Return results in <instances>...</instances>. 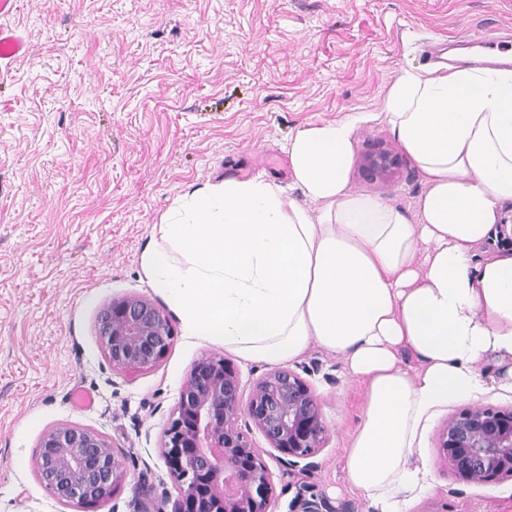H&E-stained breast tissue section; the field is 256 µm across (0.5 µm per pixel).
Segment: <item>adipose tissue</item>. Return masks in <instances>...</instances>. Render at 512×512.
Segmentation results:
<instances>
[{
    "mask_svg": "<svg viewBox=\"0 0 512 512\" xmlns=\"http://www.w3.org/2000/svg\"><path fill=\"white\" fill-rule=\"evenodd\" d=\"M381 114L426 185L412 209L350 191V116L289 140L302 199L261 176L187 193L145 263L188 335L247 362L342 358L364 393L348 481L373 512H409L434 487L429 422L489 392L487 355L512 358V246L477 256L512 237V60L402 70Z\"/></svg>",
    "mask_w": 512,
    "mask_h": 512,
    "instance_id": "ef3b65f1",
    "label": "adipose tissue"
}]
</instances>
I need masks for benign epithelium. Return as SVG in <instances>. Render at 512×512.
Listing matches in <instances>:
<instances>
[{
  "label": "benign epithelium",
  "instance_id": "benign-epithelium-1",
  "mask_svg": "<svg viewBox=\"0 0 512 512\" xmlns=\"http://www.w3.org/2000/svg\"><path fill=\"white\" fill-rule=\"evenodd\" d=\"M400 156L386 149L367 154L362 169L388 180ZM104 354L118 370L157 365L173 342L169 317L138 296L114 299L97 319ZM250 421L287 464L316 455L326 428L316 397L296 372L277 367L243 397L235 369L205 357L192 367L161 441V456L177 489L172 512H269L272 475L260 450L241 431ZM448 469L460 481L487 485L512 478V408H464L448 417L440 437ZM35 467L60 501L92 508L124 479L123 461L103 437L62 423L45 431Z\"/></svg>",
  "mask_w": 512,
  "mask_h": 512
}]
</instances>
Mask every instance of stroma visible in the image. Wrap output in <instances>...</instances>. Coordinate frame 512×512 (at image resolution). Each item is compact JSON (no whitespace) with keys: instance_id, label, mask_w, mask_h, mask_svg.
I'll return each instance as SVG.
<instances>
[{"instance_id":"stroma-1","label":"stroma","mask_w":512,"mask_h":512,"mask_svg":"<svg viewBox=\"0 0 512 512\" xmlns=\"http://www.w3.org/2000/svg\"><path fill=\"white\" fill-rule=\"evenodd\" d=\"M0 27L19 30L25 56L0 68V512H81L40 482L41 434L60 423L92 429L122 457L127 476L94 512H142L174 502L160 453L194 362L224 358L243 393L270 371L223 342L187 335L152 288L144 255L182 194L261 175L300 198L288 141L297 130L357 116L349 187L411 207L425 190L410 157L389 181L363 156L397 141L381 102L401 70L430 67L477 28L512 54V0H15ZM141 296L168 311L174 331L153 368H112L96 332L99 310ZM317 398L326 428L313 469L267 453L271 512L317 496L368 512L343 468L362 415V389L343 360L317 346L290 362ZM81 389L92 406L74 408ZM449 404L422 452L434 488L410 512H512V479L458 481L438 448Z\"/></svg>"}]
</instances>
